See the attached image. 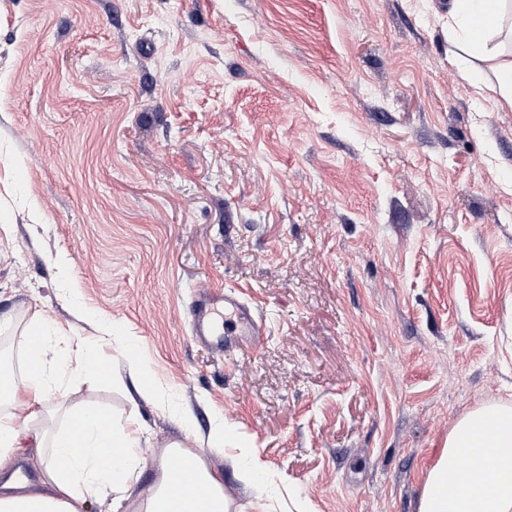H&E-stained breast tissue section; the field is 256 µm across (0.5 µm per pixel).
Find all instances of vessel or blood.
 <instances>
[{"instance_id":"obj_1","label":"vessel or blood","mask_w":512,"mask_h":512,"mask_svg":"<svg viewBox=\"0 0 512 512\" xmlns=\"http://www.w3.org/2000/svg\"><path fill=\"white\" fill-rule=\"evenodd\" d=\"M190 317L195 339L219 351L236 349L239 337L265 333L263 321L239 295L217 288L195 291Z\"/></svg>"}]
</instances>
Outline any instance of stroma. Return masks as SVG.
I'll return each mask as SVG.
<instances>
[{
    "label": "stroma",
    "instance_id": "obj_1",
    "mask_svg": "<svg viewBox=\"0 0 512 512\" xmlns=\"http://www.w3.org/2000/svg\"><path fill=\"white\" fill-rule=\"evenodd\" d=\"M435 3L0 0V338L41 314L137 356L159 400L69 403L181 442L234 512L245 449L305 512H418L456 423L512 407V111ZM204 285L260 343L192 340Z\"/></svg>",
    "mask_w": 512,
    "mask_h": 512
}]
</instances>
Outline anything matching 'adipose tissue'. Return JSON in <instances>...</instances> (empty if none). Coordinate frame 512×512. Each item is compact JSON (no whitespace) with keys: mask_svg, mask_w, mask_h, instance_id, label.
Here are the masks:
<instances>
[{"mask_svg":"<svg viewBox=\"0 0 512 512\" xmlns=\"http://www.w3.org/2000/svg\"><path fill=\"white\" fill-rule=\"evenodd\" d=\"M512 0H448L450 58H478L480 67L465 78L477 92L488 91L496 107L512 110V59L491 46L502 33ZM53 325L38 315L20 336L22 373L17 384L0 386V472L12 469L21 448L34 444L40 459L37 480L0 483V512H81L86 499L111 497L122 504L136 473L154 463L160 472L154 491L133 512H231L223 482L198 456L171 444L147 459L141 428L119 425L111 414L93 407L68 405L63 381L112 382L118 375L112 358L89 342L70 340L65 369L50 354ZM63 405L64 419L41 408L47 397ZM35 420L40 431L28 437L23 422ZM112 457H105V449ZM470 466L460 469L461 456ZM189 457L188 490H180L168 466L170 459ZM494 474H487V467ZM418 512H512V408L470 412L452 428L423 486Z\"/></svg>","mask_w":512,"mask_h":512,"instance_id":"1","label":"adipose tissue"}]
</instances>
